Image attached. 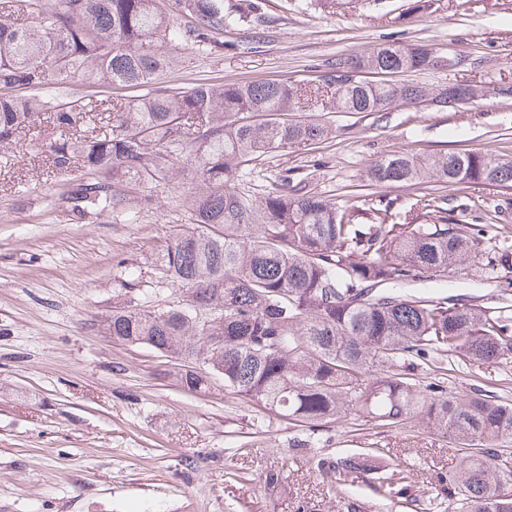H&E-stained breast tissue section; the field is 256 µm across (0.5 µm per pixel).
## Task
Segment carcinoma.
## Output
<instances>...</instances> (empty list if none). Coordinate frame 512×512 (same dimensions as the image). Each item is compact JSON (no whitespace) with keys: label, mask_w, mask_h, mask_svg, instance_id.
Returning <instances> with one entry per match:
<instances>
[{"label":"carcinoma","mask_w":512,"mask_h":512,"mask_svg":"<svg viewBox=\"0 0 512 512\" xmlns=\"http://www.w3.org/2000/svg\"><path fill=\"white\" fill-rule=\"evenodd\" d=\"M29 22L0 3V148L52 119L58 136L38 142L65 171L77 158L93 177L67 180L63 199L82 220L126 208L132 190L168 181L188 160L202 189L191 203L194 228L176 235L161 256L179 290L224 307L203 332L174 305L127 302L100 321L112 340L150 346L179 358L204 351L202 336L224 337L208 367L224 389L285 414L302 428L301 445L349 414L384 428L416 418L451 436L464 451L429 503L448 512H512V403L486 393L456 395L432 382L418 387L415 360L500 364L512 358V309L463 304L452 295L417 296L393 289L425 274L448 273L488 258L493 224H424L436 206L410 209L388 224L389 204L339 209L325 197L288 189V178L257 198L235 190L242 164L268 153L320 144L335 130L301 116L392 111L436 92L369 74L435 70L427 46L386 44L332 62L316 86L289 81L215 85L184 91L159 85L177 63L172 50L224 53L227 22L262 20L258 0L224 11V0H21ZM78 84L91 93L72 101L48 94ZM135 91L114 101L101 89ZM468 182L512 187V156L467 151L429 156L390 154L368 170L374 185ZM202 390L208 377L180 376ZM330 498L363 512L348 485L365 479L395 501L408 493L393 456L369 448L316 461Z\"/></svg>","instance_id":"cac0c4a2"}]
</instances>
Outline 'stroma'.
Segmentation results:
<instances>
[{"label": "stroma", "mask_w": 512, "mask_h": 512, "mask_svg": "<svg viewBox=\"0 0 512 512\" xmlns=\"http://www.w3.org/2000/svg\"><path fill=\"white\" fill-rule=\"evenodd\" d=\"M267 23L224 31L220 55L182 48L168 87L287 80L315 85L341 55L397 43L452 50L453 71L405 73L432 88L469 84L483 96L443 110L396 106L378 116L330 114L334 138L309 150L274 152L245 165L241 191L262 196L287 178L339 208L368 199L392 203L389 223L424 196L445 198L456 223L492 219L491 266L463 265L448 294L486 307L512 300V189L488 184L373 186L371 164L389 154L498 151L512 155V0H339L335 13L301 10L298 0H264ZM49 154L22 137L0 150V512H336L315 459L358 448L389 449L428 502L462 453L426 422L397 429L346 417L327 424L314 447L297 448L294 421L229 394L184 389L175 368H192L146 345L112 341L94 319L132 300L166 307L179 298L156 263L188 231L200 183L183 168L153 187L152 209L94 212L75 220L61 199L65 176ZM134 290H127V282ZM447 390L490 391L512 399V361L459 365ZM280 472L268 489L265 474Z\"/></svg>", "instance_id": "obj_1"}]
</instances>
